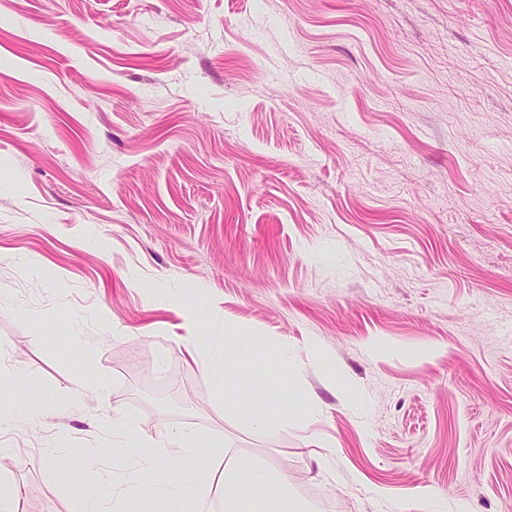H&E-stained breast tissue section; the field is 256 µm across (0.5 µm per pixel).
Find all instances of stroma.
Returning a JSON list of instances; mask_svg holds the SVG:
<instances>
[{
	"mask_svg": "<svg viewBox=\"0 0 512 512\" xmlns=\"http://www.w3.org/2000/svg\"><path fill=\"white\" fill-rule=\"evenodd\" d=\"M0 388L15 512H182L116 417L512 512V0H0Z\"/></svg>",
	"mask_w": 512,
	"mask_h": 512,
	"instance_id": "obj_1",
	"label": "stroma"
}]
</instances>
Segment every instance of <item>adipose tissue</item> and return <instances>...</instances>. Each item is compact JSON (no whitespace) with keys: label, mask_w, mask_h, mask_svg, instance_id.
<instances>
[{"label":"adipose tissue","mask_w":512,"mask_h":512,"mask_svg":"<svg viewBox=\"0 0 512 512\" xmlns=\"http://www.w3.org/2000/svg\"><path fill=\"white\" fill-rule=\"evenodd\" d=\"M170 445L178 449L177 461L188 472L205 471L223 462L224 483L236 489L234 496L225 498L224 512H247L246 504L253 497L264 499L268 512H309L293 495L287 474L277 468L238 457L219 460L209 440L188 433L173 436Z\"/></svg>","instance_id":"adipose-tissue-1"}]
</instances>
